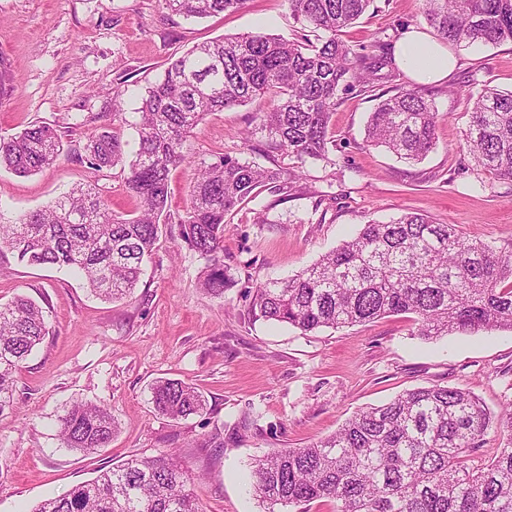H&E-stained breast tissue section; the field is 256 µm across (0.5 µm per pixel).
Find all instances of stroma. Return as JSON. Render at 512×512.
I'll list each match as a JSON object with an SVG mask.
<instances>
[{
	"instance_id": "stroma-1",
	"label": "stroma",
	"mask_w": 512,
	"mask_h": 512,
	"mask_svg": "<svg viewBox=\"0 0 512 512\" xmlns=\"http://www.w3.org/2000/svg\"><path fill=\"white\" fill-rule=\"evenodd\" d=\"M421 0H373L343 38L354 52H393L405 32L425 29ZM263 30L305 34L288 0H245L239 10L186 19L163 0H0V135L39 122L68 128L55 166L29 177L0 170V215L13 220L95 185L117 211H129L122 167L96 172L83 150L89 129H121L135 151L146 87L171 57L224 36ZM445 81L417 85L408 73L373 91L341 95L327 159L307 160L290 196L256 189L226 219L224 264L235 279L223 296L204 293L203 259L174 224L164 226L135 291L96 298L81 280L53 267H29L0 253V303L24 295L48 315L50 333L17 377L14 409L0 414V512H31L42 500L95 477L99 467L176 452L194 479L204 512H262L251 487L255 459L324 439L359 410L406 390L440 384L470 389L492 412L512 401V331L426 341L412 315L387 316L309 334L253 319L257 285L283 280L315 262L363 224L422 213L470 236L512 242V182L473 170L463 148L469 96L512 90V43L453 51ZM121 97H114L117 85ZM419 88L439 114L436 147L405 163L365 141L380 94ZM262 102L207 114L188 136L187 164L170 174L169 207L182 213L196 164L230 154L263 168L294 158L255 129ZM267 223H257V216ZM176 378L206 399L202 413L158 414L151 386ZM77 401L111 407L117 431L91 456L63 447L57 420Z\"/></svg>"
}]
</instances>
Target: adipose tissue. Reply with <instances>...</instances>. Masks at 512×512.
<instances>
[{"instance_id":"obj_1","label":"adipose tissue","mask_w":512,"mask_h":512,"mask_svg":"<svg viewBox=\"0 0 512 512\" xmlns=\"http://www.w3.org/2000/svg\"><path fill=\"white\" fill-rule=\"evenodd\" d=\"M400 67L421 83L440 82L456 64L455 57L440 43L422 31H413L397 50Z\"/></svg>"}]
</instances>
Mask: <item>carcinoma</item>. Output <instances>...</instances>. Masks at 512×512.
Returning a JSON list of instances; mask_svg holds the SVG:
<instances>
[{"mask_svg": "<svg viewBox=\"0 0 512 512\" xmlns=\"http://www.w3.org/2000/svg\"><path fill=\"white\" fill-rule=\"evenodd\" d=\"M173 13L205 18L235 11L245 0H164ZM371 0H289L314 38L290 40L247 32L196 45L168 63L147 87L139 110L138 149L125 159L117 128L87 135L84 150L100 172L128 167L127 193L136 207L114 211L92 185L0 223V250L21 263L65 268L104 299L131 294L162 226L179 225L183 243L205 260L201 287L224 295L233 278L224 267L225 216L255 189L289 195L301 171L260 168L224 154L200 167L189 205L168 207L169 174L188 163L183 142L203 116L267 97L259 128L288 156L303 163L336 148L329 132L339 93L366 91L379 72H393L392 57L354 59L341 38ZM422 15L439 40L460 47L512 42V0H423ZM473 100L464 146L475 168L512 181V90L487 87ZM439 114L416 89L377 103L367 142L408 162L435 146ZM62 131L30 124L0 136V169L30 176L53 164ZM415 315L425 340L482 330H512V244L497 246L463 235L456 224H436L408 213L363 225L352 238L284 281L256 287L255 319L286 323L303 334L381 316ZM43 307L16 296L0 303V415L13 408L18 373L48 335ZM154 409L173 420L199 413L206 401L179 379L152 386ZM501 438L498 453L473 465L467 452L487 431ZM116 430L105 404L75 402L59 419L64 447L85 455L107 447ZM254 492L263 512H300L327 500L333 512H512V404L497 414L471 391L432 384L408 390L348 419L332 436L303 448L274 450L255 460ZM31 512H201L199 500L174 453L132 459Z\"/></svg>", "mask_w": 512, "mask_h": 512, "instance_id": "cac0c4a2", "label": "carcinoma"}]
</instances>
